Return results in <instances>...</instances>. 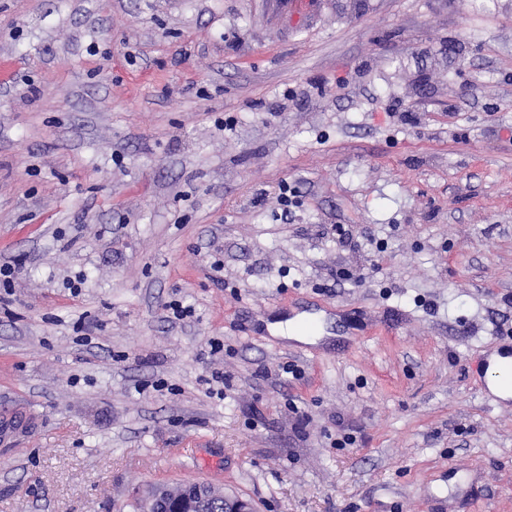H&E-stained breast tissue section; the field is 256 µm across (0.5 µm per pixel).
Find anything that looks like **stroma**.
I'll return each mask as SVG.
<instances>
[{
    "mask_svg": "<svg viewBox=\"0 0 512 512\" xmlns=\"http://www.w3.org/2000/svg\"><path fill=\"white\" fill-rule=\"evenodd\" d=\"M313 2L0 0V512H512V0ZM302 317H297L290 321L279 322L276 324L270 325V330L272 333L279 335L283 339L294 340L302 343H314L315 340L322 338L321 334H315L312 336L304 335L300 329V325L298 321ZM186 481L168 483L179 484L175 485H155L146 494L139 495L145 502V511L147 512H166L172 500L183 502L185 505L189 504L191 507L201 509L204 507L207 498L204 496L199 486L193 483H183ZM224 498L216 496L212 500L211 512H254L252 504L234 493H223Z\"/></svg>",
    "mask_w": 512,
    "mask_h": 512,
    "instance_id": "1",
    "label": "stroma"
}]
</instances>
